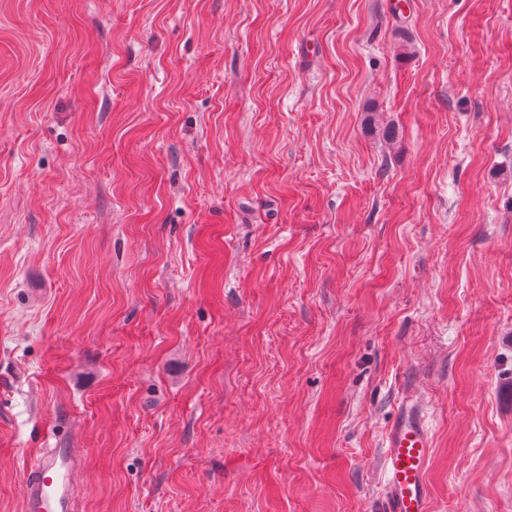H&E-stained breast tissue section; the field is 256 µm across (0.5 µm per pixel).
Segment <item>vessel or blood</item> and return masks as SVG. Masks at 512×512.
Here are the masks:
<instances>
[{"label": "vessel or blood", "instance_id": "1", "mask_svg": "<svg viewBox=\"0 0 512 512\" xmlns=\"http://www.w3.org/2000/svg\"><path fill=\"white\" fill-rule=\"evenodd\" d=\"M431 453V434L420 413L405 405L386 436L383 512H430L426 470ZM75 464L72 449H49L27 474L24 512H74Z\"/></svg>", "mask_w": 512, "mask_h": 512}]
</instances>
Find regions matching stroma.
Here are the masks:
<instances>
[{"label":"stroma","instance_id":"stroma-1","mask_svg":"<svg viewBox=\"0 0 512 512\" xmlns=\"http://www.w3.org/2000/svg\"><path fill=\"white\" fill-rule=\"evenodd\" d=\"M512 512V0H0V512ZM432 453L431 434L420 413L406 404L386 436L384 512H429L431 497L426 481ZM73 449L50 448L31 467L25 481V512H73Z\"/></svg>","mask_w":512,"mask_h":512}]
</instances>
